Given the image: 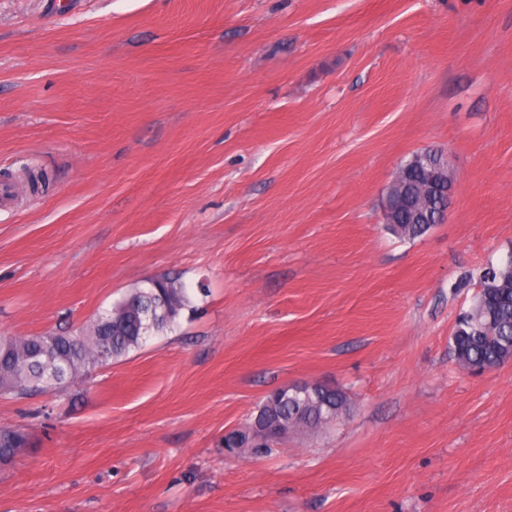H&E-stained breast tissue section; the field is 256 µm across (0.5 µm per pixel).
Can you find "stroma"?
<instances>
[{
    "instance_id": "obj_1",
    "label": "stroma",
    "mask_w": 512,
    "mask_h": 512,
    "mask_svg": "<svg viewBox=\"0 0 512 512\" xmlns=\"http://www.w3.org/2000/svg\"><path fill=\"white\" fill-rule=\"evenodd\" d=\"M448 154L450 218L383 199ZM48 170L37 198L1 173ZM512 252V0H0V336L78 328L172 273L195 309L64 393L0 512H512V362L449 347ZM346 417L225 454L270 391ZM256 437L252 433L251 419L246 421L239 427L233 429L229 435L223 439L224 449L232 450L233 447L239 446L237 457H246L249 455H257L268 453L274 447L266 446L267 443L256 445Z\"/></svg>"
}]
</instances>
